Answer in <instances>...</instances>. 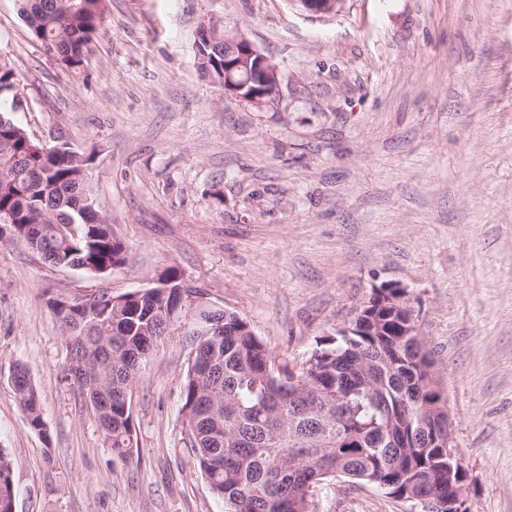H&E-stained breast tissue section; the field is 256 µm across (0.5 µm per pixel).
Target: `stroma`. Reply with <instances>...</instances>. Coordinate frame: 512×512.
<instances>
[{
	"instance_id": "stroma-1",
	"label": "stroma",
	"mask_w": 512,
	"mask_h": 512,
	"mask_svg": "<svg viewBox=\"0 0 512 512\" xmlns=\"http://www.w3.org/2000/svg\"><path fill=\"white\" fill-rule=\"evenodd\" d=\"M82 74L0 0V61L36 141L90 156L87 184L131 260L108 274L0 243V448L15 512H227L185 444L188 317L132 398L134 453L113 455L66 378L51 297L120 296L168 271L305 361L385 282L404 285L448 400L467 512H512V0H104ZM277 65L255 106L202 78L205 21ZM24 363L47 435L9 369ZM319 512H411L339 477Z\"/></svg>"
}]
</instances>
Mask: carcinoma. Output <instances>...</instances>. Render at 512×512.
<instances>
[{"label":"carcinoma","instance_id":"cac0c4a2","mask_svg":"<svg viewBox=\"0 0 512 512\" xmlns=\"http://www.w3.org/2000/svg\"><path fill=\"white\" fill-rule=\"evenodd\" d=\"M103 0H21L33 37L55 59L82 72L102 23ZM224 32L200 38V69L215 78L224 68ZM15 73L0 64V97L15 89ZM83 164L31 139L0 112V215L30 239L44 261L105 275L126 264L129 245L112 222L93 211ZM147 289L137 300L110 306L83 298L59 310L49 300L61 335L75 341L78 393L120 458L133 455L132 392L154 345L168 332L165 315L192 304L193 293ZM218 354L192 340L182 390V419L194 462L210 491L230 512H316L313 491L336 477L388 491L409 502L433 496L448 502V449L399 448L411 436L416 408L407 406L419 375L411 338L336 336L320 344L297 370L309 389L288 383L276 358L236 312L226 310ZM15 394L31 429L46 435L39 397L27 367L13 364ZM344 401L336 404V390ZM0 512H14L12 465L0 449Z\"/></svg>","mask_w":512,"mask_h":512}]
</instances>
